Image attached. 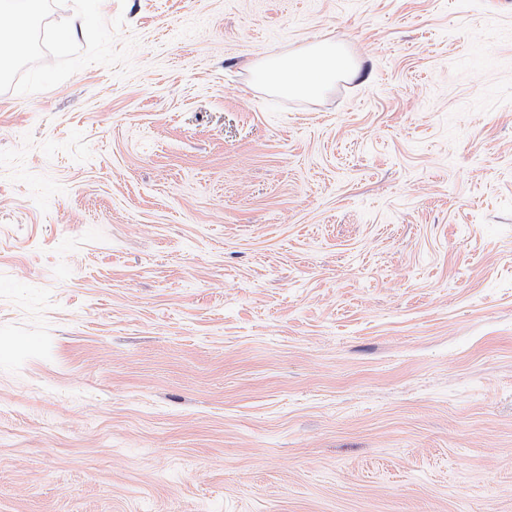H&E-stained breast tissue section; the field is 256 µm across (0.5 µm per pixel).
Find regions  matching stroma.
Wrapping results in <instances>:
<instances>
[{
    "mask_svg": "<svg viewBox=\"0 0 512 512\" xmlns=\"http://www.w3.org/2000/svg\"><path fill=\"white\" fill-rule=\"evenodd\" d=\"M41 3L0 512H512V0ZM336 38L364 81L256 74Z\"/></svg>",
    "mask_w": 512,
    "mask_h": 512,
    "instance_id": "obj_1",
    "label": "stroma"
}]
</instances>
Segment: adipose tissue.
<instances>
[{
	"mask_svg": "<svg viewBox=\"0 0 512 512\" xmlns=\"http://www.w3.org/2000/svg\"><path fill=\"white\" fill-rule=\"evenodd\" d=\"M33 0H0V60L22 54L26 50L35 15ZM362 75L339 42H319L305 53L271 58L261 72L266 83L278 92L302 98L319 97L341 79H357Z\"/></svg>",
	"mask_w": 512,
	"mask_h": 512,
	"instance_id": "obj_1",
	"label": "adipose tissue"
}]
</instances>
